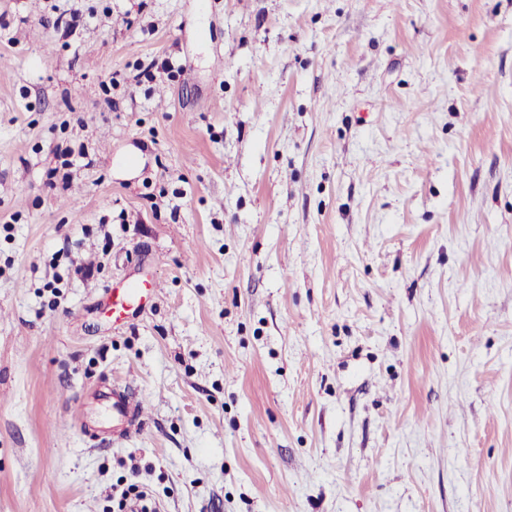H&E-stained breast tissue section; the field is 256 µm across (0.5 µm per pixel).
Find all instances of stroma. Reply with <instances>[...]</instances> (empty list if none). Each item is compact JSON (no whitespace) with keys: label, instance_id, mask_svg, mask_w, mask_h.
I'll return each mask as SVG.
<instances>
[{"label":"stroma","instance_id":"35a3bbf8","mask_svg":"<svg viewBox=\"0 0 512 512\" xmlns=\"http://www.w3.org/2000/svg\"><path fill=\"white\" fill-rule=\"evenodd\" d=\"M52 3L0 0V512H512V0ZM51 9L58 12L55 19V27L62 30L64 36H75L84 25V18L78 9H60L57 5H52ZM146 290L139 283H130L125 288H111L106 309L112 320H125L134 315L144 301ZM142 406L134 397H129L121 391L112 393V427L114 437L123 438L131 430H136L141 424ZM120 427V430L117 429Z\"/></svg>","mask_w":512,"mask_h":512}]
</instances>
